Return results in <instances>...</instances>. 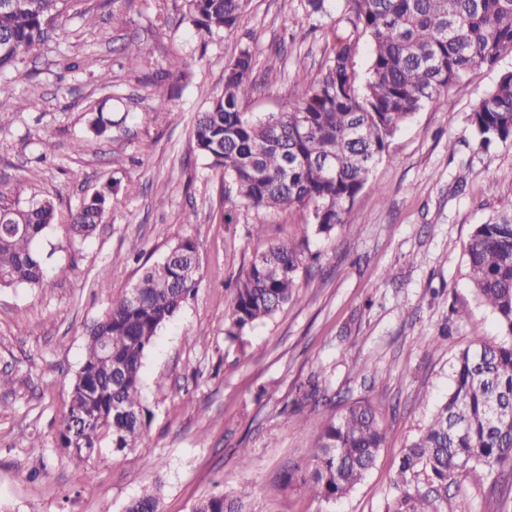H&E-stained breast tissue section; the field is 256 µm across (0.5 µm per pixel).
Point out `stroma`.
<instances>
[{"label":"stroma","mask_w":512,"mask_h":512,"mask_svg":"<svg viewBox=\"0 0 512 512\" xmlns=\"http://www.w3.org/2000/svg\"><path fill=\"white\" fill-rule=\"evenodd\" d=\"M185 14V0H76L53 38L21 62L28 81L0 75V204L53 201L55 222L39 247L50 267L67 270L38 288H0V373L13 378L0 389V505L123 512L154 491L159 512H191L206 496L247 485L250 512H398L403 498L431 492L422 479L401 484L399 465L447 396L456 355L475 337L499 335L474 298L466 251L474 227L512 197V141L481 148L469 114L512 70V55L472 68L417 112L391 140L373 187L356 197L354 228L324 238L300 210L239 207L225 223L224 176L197 153L191 128L244 49L255 60L246 112L293 108L304 94L298 68L319 72L335 34L350 28L344 0H330L324 16L304 0H247L236 29L210 37ZM131 41L142 49L134 60L124 52ZM161 97L171 109L153 113ZM97 110L119 122L104 137L88 130ZM114 181L109 222L91 238L66 239L75 207ZM186 237L198 243L202 281L143 361L145 437L69 462L55 437L86 325ZM134 239L138 260L128 251ZM291 239L307 255L291 300L242 341L227 340L229 283L268 243ZM314 377L335 401L373 403L386 425L375 467L330 506L300 481L323 419L302 399ZM503 483L476 468L428 512H503Z\"/></svg>","instance_id":"1"}]
</instances>
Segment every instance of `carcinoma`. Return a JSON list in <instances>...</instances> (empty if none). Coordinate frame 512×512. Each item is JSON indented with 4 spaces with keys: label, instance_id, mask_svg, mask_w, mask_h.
Wrapping results in <instances>:
<instances>
[{
    "label": "carcinoma",
    "instance_id": "1",
    "mask_svg": "<svg viewBox=\"0 0 512 512\" xmlns=\"http://www.w3.org/2000/svg\"><path fill=\"white\" fill-rule=\"evenodd\" d=\"M73 0H0V73L45 42ZM200 35L232 31L245 0H186ZM351 30L335 35L325 69L297 72L299 104L255 119L243 111L254 60L245 49L224 68V91L197 113V152L224 171V223L245 206L308 211L314 233L329 238L351 225L357 195L374 186L372 173L390 140L426 103L448 91L475 66L493 67L512 54V0H345ZM371 49L365 76L355 67L360 40ZM112 121L96 112L90 129L103 137ZM470 134L479 145L512 140V71L473 109ZM110 185L72 214L66 235L85 239L109 221ZM54 204L0 206V288L35 287L45 276L38 248L54 221ZM301 245L274 242L255 255L234 288L225 336L241 339L292 298ZM476 300L495 317L502 338H474L456 355L451 388L403 454L399 481L424 475L435 491L477 467L512 473V198L500 215L474 228L467 247ZM201 283L198 246L182 238L145 268L129 290L85 328L83 357L56 442L77 463L110 448L121 452L142 439L148 411L141 401L143 360L158 332L195 296ZM327 407L309 448L302 481L321 502L350 495L375 467L386 441L383 416L367 400L341 410L313 387ZM244 485L199 500L192 512H247ZM125 512H159L144 494Z\"/></svg>",
    "mask_w": 512,
    "mask_h": 512
}]
</instances>
